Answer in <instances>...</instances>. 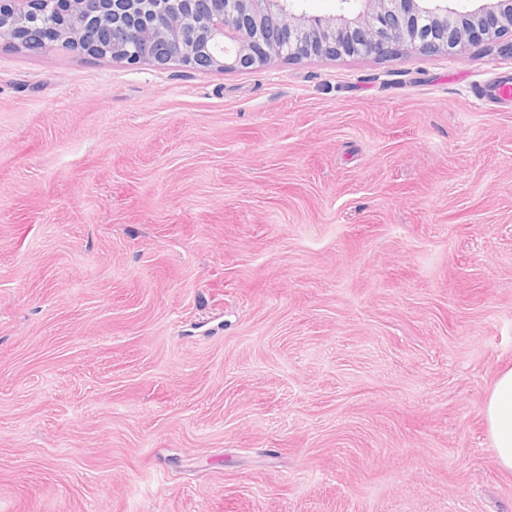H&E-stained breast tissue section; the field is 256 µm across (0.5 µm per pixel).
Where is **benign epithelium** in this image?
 I'll list each match as a JSON object with an SVG mask.
<instances>
[{
    "label": "benign epithelium",
    "mask_w": 512,
    "mask_h": 512,
    "mask_svg": "<svg viewBox=\"0 0 512 512\" xmlns=\"http://www.w3.org/2000/svg\"><path fill=\"white\" fill-rule=\"evenodd\" d=\"M49 2L71 23L41 33L36 50L62 46L131 66L227 71L274 58L427 55L512 33V0L467 12L450 0H342L347 10L327 19L296 13L292 0H0V40L28 46L42 29L31 17Z\"/></svg>",
    "instance_id": "benign-epithelium-1"
}]
</instances>
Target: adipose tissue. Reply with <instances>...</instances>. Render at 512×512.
Instances as JSON below:
<instances>
[{
	"label": "adipose tissue",
	"mask_w": 512,
	"mask_h": 512,
	"mask_svg": "<svg viewBox=\"0 0 512 512\" xmlns=\"http://www.w3.org/2000/svg\"><path fill=\"white\" fill-rule=\"evenodd\" d=\"M484 413L496 461L501 469L512 471V368L497 374Z\"/></svg>",
	"instance_id": "1"
}]
</instances>
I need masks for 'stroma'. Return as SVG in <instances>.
I'll return each instance as SVG.
<instances>
[{
    "label": "stroma",
    "mask_w": 512,
    "mask_h": 512,
    "mask_svg": "<svg viewBox=\"0 0 512 512\" xmlns=\"http://www.w3.org/2000/svg\"><path fill=\"white\" fill-rule=\"evenodd\" d=\"M512 52L134 67L0 42V512H512ZM484 413L496 461L501 469L512 471V368L497 374Z\"/></svg>",
    "instance_id": "stroma-1"
}]
</instances>
